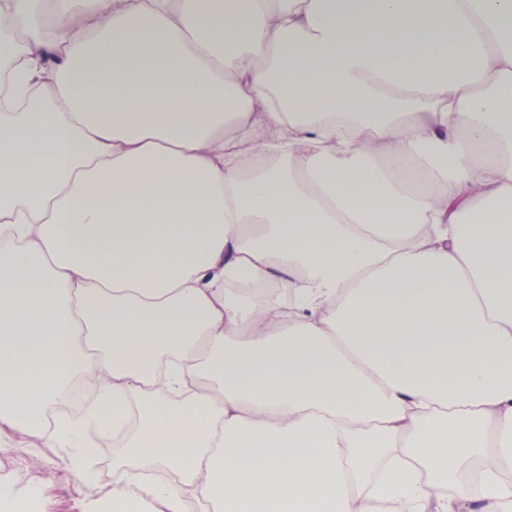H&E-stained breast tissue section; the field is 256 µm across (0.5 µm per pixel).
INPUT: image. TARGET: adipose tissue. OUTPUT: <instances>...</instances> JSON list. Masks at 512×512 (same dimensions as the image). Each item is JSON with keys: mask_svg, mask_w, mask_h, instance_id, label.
I'll return each mask as SVG.
<instances>
[{"mask_svg": "<svg viewBox=\"0 0 512 512\" xmlns=\"http://www.w3.org/2000/svg\"><path fill=\"white\" fill-rule=\"evenodd\" d=\"M5 11L11 450L111 435L106 512H512V0Z\"/></svg>", "mask_w": 512, "mask_h": 512, "instance_id": "adipose-tissue-1", "label": "adipose tissue"}]
</instances>
